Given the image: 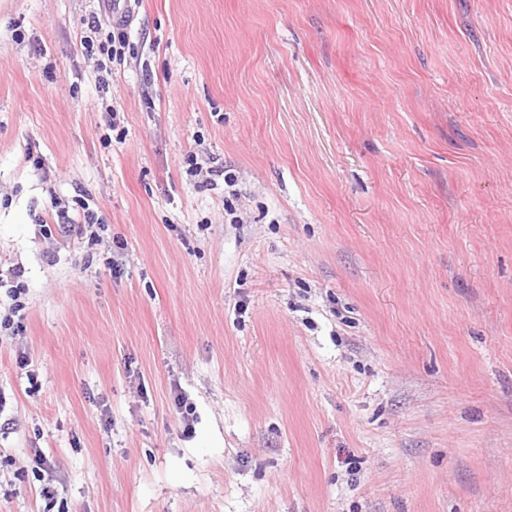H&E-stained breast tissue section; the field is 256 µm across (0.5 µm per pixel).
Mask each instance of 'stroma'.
Segmentation results:
<instances>
[{"label": "stroma", "mask_w": 512, "mask_h": 512, "mask_svg": "<svg viewBox=\"0 0 512 512\" xmlns=\"http://www.w3.org/2000/svg\"><path fill=\"white\" fill-rule=\"evenodd\" d=\"M98 9L0 0V512H512V0ZM124 24L112 25L110 22L107 29L103 28L100 16L97 13L91 14L85 21L87 36L84 40V48L91 58L97 55V66L109 68L112 65H121L125 60L126 49H130L129 38L126 32L130 21Z\"/></svg>", "instance_id": "stroma-1"}]
</instances>
